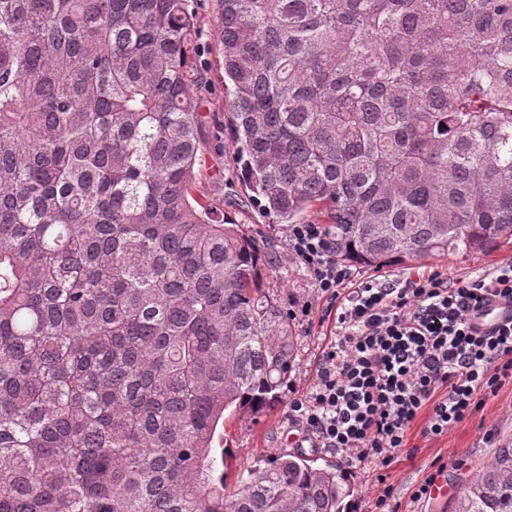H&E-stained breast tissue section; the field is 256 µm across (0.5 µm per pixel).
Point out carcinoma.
Instances as JSON below:
<instances>
[{
    "label": "carcinoma",
    "mask_w": 512,
    "mask_h": 512,
    "mask_svg": "<svg viewBox=\"0 0 512 512\" xmlns=\"http://www.w3.org/2000/svg\"><path fill=\"white\" fill-rule=\"evenodd\" d=\"M229 131L280 224L383 269L512 240V0H218ZM190 0H0V512H350L339 463L215 478L298 336L193 189ZM456 512H512V439Z\"/></svg>",
    "instance_id": "1"
}]
</instances>
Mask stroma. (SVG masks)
Segmentation results:
<instances>
[{
    "mask_svg": "<svg viewBox=\"0 0 512 512\" xmlns=\"http://www.w3.org/2000/svg\"><path fill=\"white\" fill-rule=\"evenodd\" d=\"M200 36L194 61V93L204 116L202 128L205 149L196 193L223 212L228 222L243 225L270 254L265 287L281 295L293 314L299 335L296 366L283 392L284 401L258 417L226 419L220 428L230 447L226 458L229 474L252 465L274 452H303L319 462L336 460L334 451L302 446V435L288 418V400L303 394L312 384L321 351L330 333L324 322L326 303L311 285L308 272L288 260L287 228L276 223L250 198L232 157L234 144L227 130L228 111L224 90V72L218 42V0H197L195 4ZM512 261V243L478 254H455L422 264L381 269L388 281L398 283L408 275L441 268L449 277H475ZM309 315H302V307ZM512 436V382L502 384L489 395L482 411L454 425L435 441L422 440L412 433L413 455L399 454L388 468L387 482L399 503V512H454L455 500L473 469L489 459L503 438ZM443 463L441 475L450 492L444 498L414 499L413 493L433 462Z\"/></svg>",
    "mask_w": 512,
    "mask_h": 512,
    "instance_id": "obj_1",
    "label": "stroma"
}]
</instances>
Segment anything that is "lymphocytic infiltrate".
Wrapping results in <instances>:
<instances>
[{
	"label": "lymphocytic infiltrate",
	"mask_w": 512,
	"mask_h": 512,
	"mask_svg": "<svg viewBox=\"0 0 512 512\" xmlns=\"http://www.w3.org/2000/svg\"><path fill=\"white\" fill-rule=\"evenodd\" d=\"M287 246L334 317L315 380L288 415L313 447L372 465L376 512H399L384 470L418 415H428L422 437L438 439L512 380V322L489 333L473 322L485 303L512 302V262L477 277L433 270L390 284L337 261L323 225H289Z\"/></svg>",
	"instance_id": "lymphocytic-infiltrate-1"
}]
</instances>
